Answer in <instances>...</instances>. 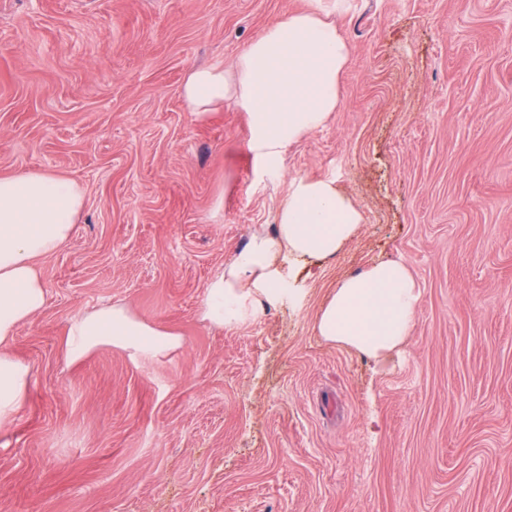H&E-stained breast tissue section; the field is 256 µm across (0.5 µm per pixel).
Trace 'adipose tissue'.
Returning a JSON list of instances; mask_svg holds the SVG:
<instances>
[{
  "mask_svg": "<svg viewBox=\"0 0 512 512\" xmlns=\"http://www.w3.org/2000/svg\"><path fill=\"white\" fill-rule=\"evenodd\" d=\"M348 55L347 41L320 0H310L306 11L286 16L247 44L232 68H190L180 95L199 122L235 100L247 114L248 150L272 171L288 146L337 110ZM84 207V189L71 177L40 170L0 176V430L10 427L28 397L32 369L11 344L46 305L38 262L66 243ZM363 222V212L335 181L294 179L275 232L253 236L210 281L204 319L231 326L281 293L296 296V289L281 288L282 264L334 256ZM420 296L403 262L379 261L340 282L315 329L330 343L384 360L410 335ZM181 345L178 333L137 318L124 305L107 304L70 322L64 355L76 363L111 346L134 360L160 359Z\"/></svg>",
  "mask_w": 512,
  "mask_h": 512,
  "instance_id": "1",
  "label": "adipose tissue"
}]
</instances>
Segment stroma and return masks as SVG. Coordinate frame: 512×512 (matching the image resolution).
Returning <instances> with one entry per match:
<instances>
[{
  "label": "stroma",
  "mask_w": 512,
  "mask_h": 512,
  "mask_svg": "<svg viewBox=\"0 0 512 512\" xmlns=\"http://www.w3.org/2000/svg\"><path fill=\"white\" fill-rule=\"evenodd\" d=\"M308 6L0 0V174L86 193L13 341L33 377L0 512H512V0H321L350 46L340 104L271 173L244 112L195 122L179 86ZM299 175L336 181L358 236L294 269L298 300L210 324L208 283ZM388 259L421 297L383 365L314 326ZM108 303L181 348L68 362L70 321Z\"/></svg>",
  "instance_id": "1"
}]
</instances>
